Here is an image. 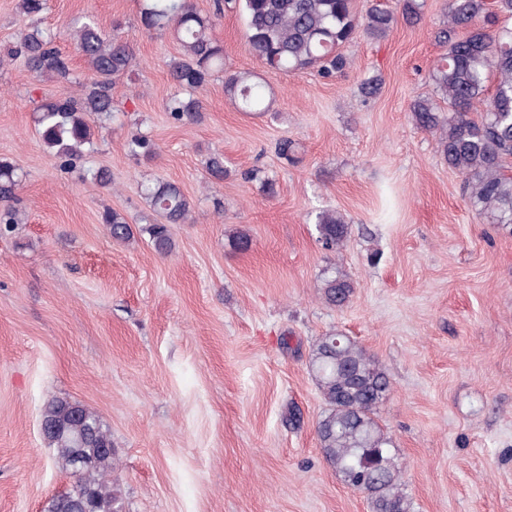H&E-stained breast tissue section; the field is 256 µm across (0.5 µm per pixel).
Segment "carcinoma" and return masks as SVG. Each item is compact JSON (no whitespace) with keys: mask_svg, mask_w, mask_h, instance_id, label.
I'll use <instances>...</instances> for the list:
<instances>
[{"mask_svg":"<svg viewBox=\"0 0 512 512\" xmlns=\"http://www.w3.org/2000/svg\"><path fill=\"white\" fill-rule=\"evenodd\" d=\"M139 21L148 32L174 34L182 53L171 60V77L182 90L202 89L217 71L224 70V46L214 29L225 8L246 19V49L271 69L297 75L314 70L333 79L351 68L341 52L360 37L383 38L403 19L417 24L419 0H397L399 9L373 0L365 12L354 0H224L212 13L197 9L193 0H138ZM47 0H18V12L31 20L19 42L5 58L21 56L38 80L70 79V59L57 47V34L41 27ZM72 38L88 65L90 77L78 81L80 94L45 100L35 110V122L45 147L73 165L94 149V126L110 119L114 110L113 80L133 66L126 42L85 18L72 25ZM444 48L432 76L446 107L418 96L409 112L417 126L439 134L448 167L464 180L470 207L490 223L512 230V0H447L446 22L436 33ZM224 91L244 112H266L265 95L250 73L224 76ZM167 110L175 121L194 119L203 110L197 97L170 98ZM133 156L151 155L154 142L139 135L128 142ZM208 175L222 180L228 174L224 156L210 155ZM18 168L0 160V225L19 223L18 210L9 205L19 185ZM154 219L141 228L154 250L167 255L174 241L169 225L184 224L191 202L173 182L143 186ZM109 235L129 243L135 233L124 214L106 210L101 216ZM317 239L335 252L344 246L350 225L343 214H316ZM323 299L331 307L346 306L353 294L352 278L333 269L323 280ZM310 368L328 409L317 423L325 460L343 483L367 496L371 512H412L397 467L392 440L377 420L379 407L391 389L384 367L350 337L331 332L312 350ZM41 433L54 449L58 466L75 478L67 492L51 497L43 512H122L121 488L112 434L99 416L67 397L53 396L42 409Z\"/></svg>","mask_w":512,"mask_h":512,"instance_id":"obj_1","label":"carcinoma"}]
</instances>
